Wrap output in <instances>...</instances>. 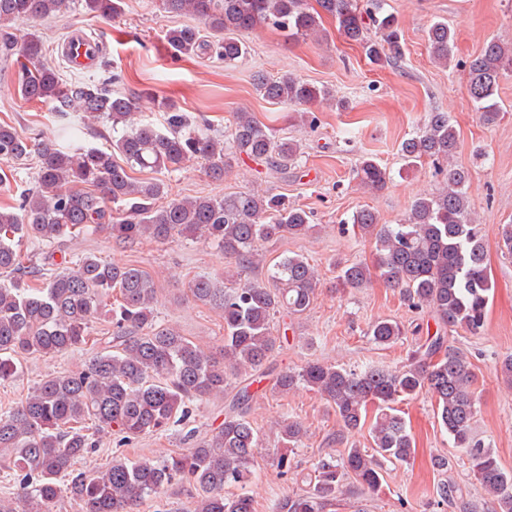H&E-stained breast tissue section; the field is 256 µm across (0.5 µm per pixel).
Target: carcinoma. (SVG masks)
<instances>
[{"mask_svg":"<svg viewBox=\"0 0 512 512\" xmlns=\"http://www.w3.org/2000/svg\"><path fill=\"white\" fill-rule=\"evenodd\" d=\"M363 10L357 0H161L167 13L197 18L212 35L207 41L194 25L170 28L165 41L175 55L190 56L208 48L231 64L242 61L248 46L242 35L271 26L290 41L317 35L322 16L338 23L345 38L363 45L374 63L402 57L397 23L381 15V0ZM73 0H0V55L14 56L24 69L22 96L52 106L60 125L57 137L32 138L0 123V162L22 164L37 158L34 189L13 191L0 204V383L21 373L19 357H53L88 343L99 350L82 368L47 377L9 411L0 414V460L17 476L16 496L0 499V512H55L68 494L82 512H131L141 500L177 481H188L198 493L188 512H253L247 495L224 496V487L244 485L254 475L253 462L262 442L242 405L254 396L251 387L265 379L279 342L276 314L302 315L317 284L314 267L302 255L284 256L262 278L244 276L260 267L262 245L285 234L304 236L314 230L310 213L282 200L244 191L224 196L160 200L168 195L161 175L193 161L205 174L224 181L228 161L224 138L209 126L193 122L165 100V127L135 122L138 97L103 83L64 79L45 61L42 40L34 33L19 41L10 32L17 22H36L71 10ZM83 8L104 19L121 12V0H83ZM379 30L368 38L367 23ZM432 58L448 64L455 46L448 23H433L427 34ZM512 73V46L487 42L468 62L469 95L492 121L499 108L494 92ZM264 100L308 105L331 98V92L291 74L260 76L254 84ZM112 124V146L100 149L82 142V126L71 120ZM232 148L253 161L279 169L297 159L300 145L279 139L253 113L239 110L230 130ZM458 136L446 112H432L416 135L404 139L399 152L414 167L429 159L444 174L442 189L416 198L398 224H381L375 211L360 209L352 224L374 239L375 261L340 267L338 281L361 288L372 272L390 288H398L413 308H429L443 328L481 333L491 282L485 267V229L476 223L467 195L468 169L454 163ZM151 173L134 178L130 172ZM359 184L383 190L390 175L372 157L355 169ZM116 204L112 208L108 203ZM107 230L133 243L144 238L163 242L174 235H199L234 261L236 274L224 269V282L200 277L191 282L192 296L220 311L224 346L216 358L156 320L154 282L134 265H117L93 254L26 264L20 246L36 239L52 244L74 233ZM498 245L512 256V224L498 226ZM120 300L112 302V291ZM109 319V336L92 335L96 320ZM369 335L390 345L404 335L400 323L375 320ZM245 381L228 404L224 423L207 439L184 453L160 459H114L87 477L73 468L76 459L97 448L108 433L128 440L159 433L171 422L190 417L191 405L224 395L229 378ZM477 377L467 356L447 345L439 333L395 370L377 366L347 369L311 361L296 372L280 371L274 389L286 393L303 385L317 392L336 413L343 429L369 425L373 453L348 448L342 458H320L307 490L279 500L275 512H326L344 485L355 482L371 493L382 486V464L407 463L415 454L413 438L394 404L426 392L435 398L437 418L454 447L467 457L474 478L496 505L512 512V470L473 432L477 414ZM375 409L367 421L369 409ZM306 429L298 420L278 423L277 468L288 473V454L301 447Z\"/></svg>","mask_w":512,"mask_h":512,"instance_id":"carcinoma-1","label":"carcinoma"}]
</instances>
